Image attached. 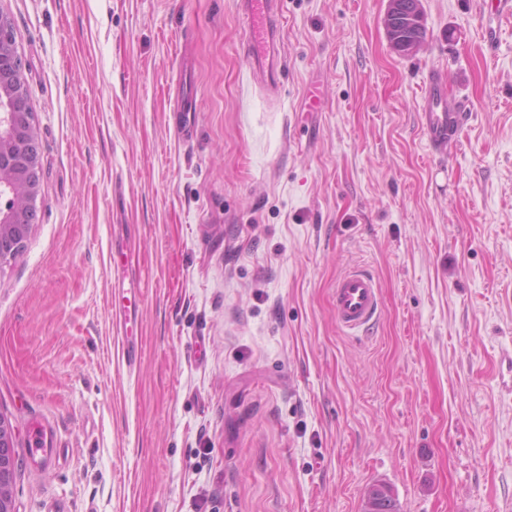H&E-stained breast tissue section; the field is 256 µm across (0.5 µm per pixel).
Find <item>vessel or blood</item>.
Masks as SVG:
<instances>
[{"instance_id":"vessel-or-blood-1","label":"vessel or blood","mask_w":512,"mask_h":512,"mask_svg":"<svg viewBox=\"0 0 512 512\" xmlns=\"http://www.w3.org/2000/svg\"><path fill=\"white\" fill-rule=\"evenodd\" d=\"M247 21L245 44L252 77L267 91H276L285 66L279 31L282 0H237ZM449 74L432 71L425 85L427 103L422 112V131L434 158L444 157L456 145L468 114L464 101L449 103ZM336 321L347 334L363 333L376 319L380 294L373 276L353 268L340 276L332 293Z\"/></svg>"}]
</instances>
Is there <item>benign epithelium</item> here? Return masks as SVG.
I'll use <instances>...</instances> for the list:
<instances>
[{"label": "benign epithelium", "mask_w": 512, "mask_h": 512, "mask_svg": "<svg viewBox=\"0 0 512 512\" xmlns=\"http://www.w3.org/2000/svg\"><path fill=\"white\" fill-rule=\"evenodd\" d=\"M23 67L13 23L0 12V270L16 260L38 221L41 151L24 91ZM16 470L11 425L0 416V512H15Z\"/></svg>", "instance_id": "obj_1"}]
</instances>
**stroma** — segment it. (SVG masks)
I'll list each match as a JSON object with an SVG mask.
<instances>
[{
    "instance_id": "obj_1",
    "label": "stroma",
    "mask_w": 512,
    "mask_h": 512,
    "mask_svg": "<svg viewBox=\"0 0 512 512\" xmlns=\"http://www.w3.org/2000/svg\"><path fill=\"white\" fill-rule=\"evenodd\" d=\"M283 0L249 77L236 0H0L43 166L0 273L15 512H512V19L421 0ZM471 105L431 161L429 71ZM133 246L142 354L118 362L110 254ZM360 265L381 309L336 322ZM56 448L43 470L33 426ZM391 1V0H390ZM389 1V2H390ZM411 1L406 0H399V1H391L390 4L394 5L395 8L393 10V28L391 24V15L387 10V13L385 15V29L387 32L386 25L389 26V29H391L390 36H388V39L390 41V44L392 48L398 52L399 54L408 55L411 51H409L405 47V43L409 39H416L419 44H421L426 36V28L423 26L421 30H409V27L405 25L402 21V15L405 14L408 10V4ZM336 321L347 334L358 336L375 321L380 294L373 276L365 269L352 268L340 276L332 293ZM372 492V508L367 512H400L398 500L392 488L383 481L370 485L364 494Z\"/></svg>"
}]
</instances>
